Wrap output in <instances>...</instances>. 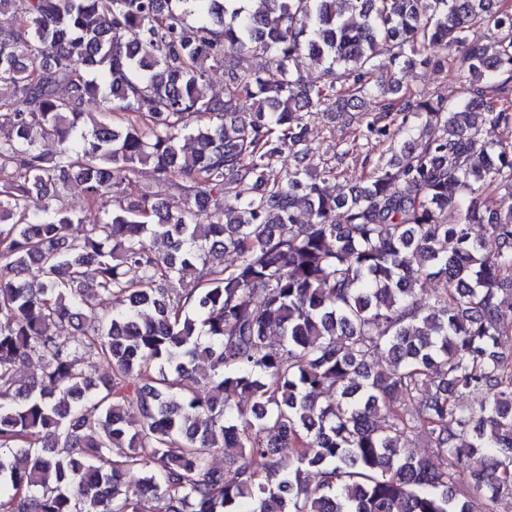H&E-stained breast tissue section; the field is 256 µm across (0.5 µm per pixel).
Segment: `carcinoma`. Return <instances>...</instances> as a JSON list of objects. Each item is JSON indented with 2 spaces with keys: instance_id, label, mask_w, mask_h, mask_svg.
<instances>
[{
  "instance_id": "cac0c4a2",
  "label": "carcinoma",
  "mask_w": 512,
  "mask_h": 512,
  "mask_svg": "<svg viewBox=\"0 0 512 512\" xmlns=\"http://www.w3.org/2000/svg\"><path fill=\"white\" fill-rule=\"evenodd\" d=\"M5 11L0 512L512 506V357L500 351L512 336V206L500 203L512 142L482 137L512 128V5L0 0ZM481 25L496 42L470 38ZM457 54L471 77L461 100L395 79L443 72ZM258 55L275 78L243 66ZM306 56L328 63L329 82L303 83ZM215 67L224 88L207 94ZM99 94L112 106L87 126ZM368 97L363 136L390 152L368 176L335 194L334 166L273 169L308 150L307 117L352 119ZM146 166L159 184L185 180L178 200L133 193ZM69 180L103 207L99 222L30 211L33 193L50 199ZM173 277L192 288L170 295ZM429 280L446 288L427 294ZM105 296L122 307L100 306ZM63 324L80 337L58 336ZM88 356L110 373L88 376ZM471 393L484 395L477 409L462 403ZM221 450L230 481L209 463Z\"/></svg>"
}]
</instances>
